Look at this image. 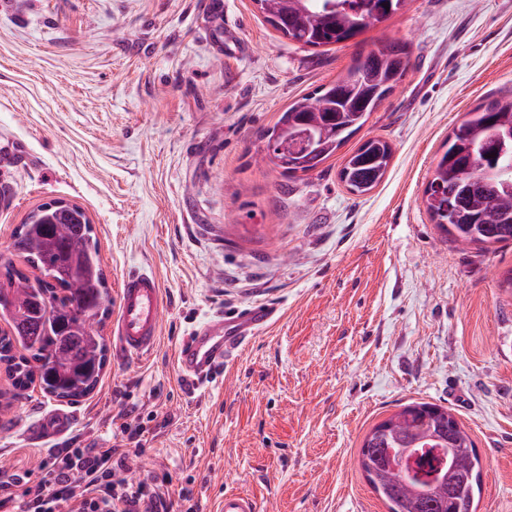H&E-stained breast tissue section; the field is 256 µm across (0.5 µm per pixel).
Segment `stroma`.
Listing matches in <instances>:
<instances>
[{
	"label": "stroma",
	"mask_w": 512,
	"mask_h": 512,
	"mask_svg": "<svg viewBox=\"0 0 512 512\" xmlns=\"http://www.w3.org/2000/svg\"><path fill=\"white\" fill-rule=\"evenodd\" d=\"M9 0L0 7V253L54 198L92 221L111 294L156 274L168 307L150 355L110 348L94 392L13 400L0 370V467L39 481L53 445L28 430L74 414L65 439L109 447L119 404L147 433L121 477L147 473L215 512H389L359 464L369 430L411 402L444 406L474 442L476 512H512V243L461 246L424 204L462 115L512 96V0H409L358 42L301 46L253 0ZM397 39L411 69L316 170L257 165L263 134L356 53ZM393 147L384 180L349 193L344 159ZM276 305L229 373L193 386L175 346L205 319ZM257 504L249 495L228 491L219 503L218 512H257Z\"/></svg>",
	"instance_id": "35a3bbf8"
}]
</instances>
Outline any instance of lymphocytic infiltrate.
<instances>
[{"label":"lymphocytic infiltrate","instance_id":"1","mask_svg":"<svg viewBox=\"0 0 512 512\" xmlns=\"http://www.w3.org/2000/svg\"><path fill=\"white\" fill-rule=\"evenodd\" d=\"M118 432L108 448H59L45 478L24 486L17 474L0 473V512H179L191 491L171 493L168 481L147 476L132 485L118 479L133 450L141 449L146 426L135 409L120 407ZM22 495H14V486Z\"/></svg>","mask_w":512,"mask_h":512}]
</instances>
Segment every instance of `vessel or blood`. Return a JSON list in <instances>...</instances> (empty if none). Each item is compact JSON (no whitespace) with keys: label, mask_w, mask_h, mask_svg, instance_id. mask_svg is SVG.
<instances>
[{"label":"vessel or blood","mask_w":512,"mask_h":512,"mask_svg":"<svg viewBox=\"0 0 512 512\" xmlns=\"http://www.w3.org/2000/svg\"><path fill=\"white\" fill-rule=\"evenodd\" d=\"M164 302L157 278L148 272H128L119 290L118 311L112 324V335L119 350L127 356L142 357L158 345ZM274 309L254 304L236 317L221 315L207 319L178 347L175 361L182 377L196 382L235 361L256 330L273 319ZM73 420L61 411L51 412L31 429L33 438L49 440L70 431ZM218 512H258L249 495L228 491L219 503Z\"/></svg>","instance_id":"obj_1"}]
</instances>
